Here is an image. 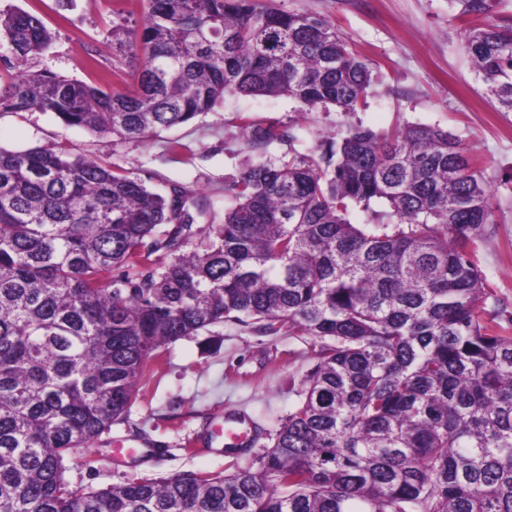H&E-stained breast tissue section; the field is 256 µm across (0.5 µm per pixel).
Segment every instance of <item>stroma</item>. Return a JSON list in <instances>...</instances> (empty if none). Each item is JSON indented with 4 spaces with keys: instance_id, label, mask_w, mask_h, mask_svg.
Here are the masks:
<instances>
[{
    "instance_id": "obj_1",
    "label": "stroma",
    "mask_w": 512,
    "mask_h": 512,
    "mask_svg": "<svg viewBox=\"0 0 512 512\" xmlns=\"http://www.w3.org/2000/svg\"><path fill=\"white\" fill-rule=\"evenodd\" d=\"M280 9L330 17L352 51L376 64L374 83L354 112L307 108L285 96L225 97L189 125L144 140L101 137L63 125L38 110L0 115V147L19 150L66 145L74 153L132 172L157 192L178 183L211 202L202 223H223L234 204L229 186L259 159L320 153L327 138L360 126L379 134L407 125L440 127L458 136L481 162L495 190L496 222L479 244L480 268L498 299L502 323L512 322V112L488 96L464 52L455 0H259ZM38 11L55 34L50 55L32 60L88 83L125 90L141 60L112 47V22L140 21L145 0H0V11ZM274 124L286 142L254 145L244 122ZM163 360L141 383L127 423L112 426L95 447L97 463L80 455L67 463L66 480L100 488L129 479L188 472H219L228 458L220 447L187 452V442L208 443L225 414L247 417L263 436L239 455L250 466L281 419L299 400L303 380L317 362L305 335L267 336L253 326L224 323L170 343ZM146 433L164 455L141 463L113 462L105 446L131 443Z\"/></svg>"
}]
</instances>
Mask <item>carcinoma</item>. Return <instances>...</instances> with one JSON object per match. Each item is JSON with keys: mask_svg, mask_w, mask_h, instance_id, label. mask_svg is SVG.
<instances>
[{"mask_svg": "<svg viewBox=\"0 0 512 512\" xmlns=\"http://www.w3.org/2000/svg\"><path fill=\"white\" fill-rule=\"evenodd\" d=\"M146 2L140 24L112 23V44L143 59L124 91L31 70L54 33L0 12V112L136 140L227 95L354 112L372 86L328 17ZM457 2L480 19L464 28L471 65L512 112V17ZM231 190L224 223L199 226L208 199L184 186L153 191L65 146L0 147V512H512V329L478 265L495 191L461 139L353 127ZM225 322L299 332L317 358L257 467L70 486L66 460L127 421L148 362Z\"/></svg>", "mask_w": 512, "mask_h": 512, "instance_id": "1", "label": "carcinoma"}]
</instances>
